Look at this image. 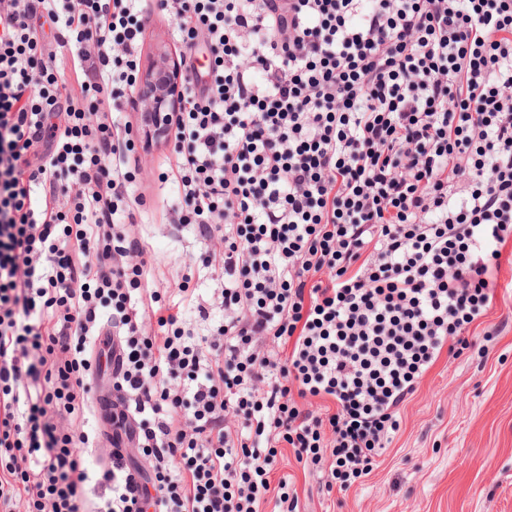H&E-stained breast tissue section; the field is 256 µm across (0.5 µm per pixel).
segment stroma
<instances>
[{
	"mask_svg": "<svg viewBox=\"0 0 512 512\" xmlns=\"http://www.w3.org/2000/svg\"><path fill=\"white\" fill-rule=\"evenodd\" d=\"M147 17L136 48L147 65L156 46L182 47L169 13L142 0ZM138 172L134 195L145 204L130 226L148 246L150 282L166 300L192 308L217 288L214 273L192 267L200 250L195 225L174 226L180 190L161 173L173 163L168 144L136 140L130 154ZM190 292H180L184 274ZM401 427L373 471L349 491L327 493L319 473L292 452L280 456L278 475L293 477L300 512H512V247L494 281V298L459 356L441 354L401 409Z\"/></svg>",
	"mask_w": 512,
	"mask_h": 512,
	"instance_id": "stroma-1",
	"label": "stroma"
}]
</instances>
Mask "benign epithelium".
<instances>
[{
    "label": "benign epithelium",
    "mask_w": 512,
    "mask_h": 512,
    "mask_svg": "<svg viewBox=\"0 0 512 512\" xmlns=\"http://www.w3.org/2000/svg\"><path fill=\"white\" fill-rule=\"evenodd\" d=\"M136 100L147 119L144 132L158 140L166 136L174 113L185 105L181 71L171 48H160L151 65L139 74Z\"/></svg>",
    "instance_id": "benign-epithelium-1"
}]
</instances>
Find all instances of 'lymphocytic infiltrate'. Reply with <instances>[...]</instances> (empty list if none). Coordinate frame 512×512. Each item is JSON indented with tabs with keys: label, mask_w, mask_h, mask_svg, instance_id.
I'll list each match as a JSON object with an SVG mask.
<instances>
[{
	"label": "lymphocytic infiltrate",
	"mask_w": 512,
	"mask_h": 512,
	"mask_svg": "<svg viewBox=\"0 0 512 512\" xmlns=\"http://www.w3.org/2000/svg\"><path fill=\"white\" fill-rule=\"evenodd\" d=\"M160 5L187 88L174 221L220 261L196 311L224 320L187 329L124 225L142 204L112 118L139 71L133 0H0V512H298L270 480L283 448L348 490L468 345L512 242V0ZM105 309L112 426L134 421L146 472L118 448L85 463Z\"/></svg>",
	"instance_id": "lymphocytic-infiltrate-1"
}]
</instances>
